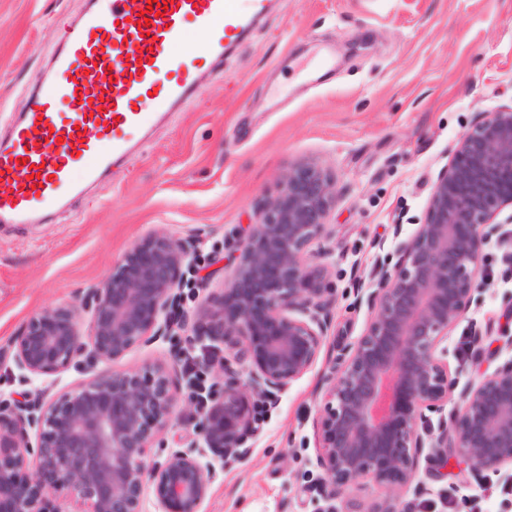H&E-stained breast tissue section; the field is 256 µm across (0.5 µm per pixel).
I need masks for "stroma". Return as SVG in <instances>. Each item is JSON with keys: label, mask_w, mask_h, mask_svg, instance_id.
I'll use <instances>...</instances> for the list:
<instances>
[{"label": "stroma", "mask_w": 512, "mask_h": 512, "mask_svg": "<svg viewBox=\"0 0 512 512\" xmlns=\"http://www.w3.org/2000/svg\"><path fill=\"white\" fill-rule=\"evenodd\" d=\"M90 0H0V139L46 79L68 26ZM512 102V0H274L221 68L203 69L194 95L133 134L123 165L84 187L46 219L0 224V400L21 391L11 343L33 315L79 307L131 246L161 231L195 237L205 285L184 291L185 323L169 338L140 343L111 362L87 361L34 379L56 396L77 385L147 365L175 368L207 309L224 295L238 247L260 204L289 169L326 170L339 197L329 238L313 244L334 289L332 324L315 365L266 405L248 456L221 458L197 433L203 415L176 372L173 415L150 462L191 450L213 472L200 512H318L312 488L323 476L318 423L337 349L365 330L371 313L356 291L372 285L380 261L396 262L400 238L425 216L439 171L479 112ZM511 208L484 247V288L448 331L439 357L457 386L477 381L512 348ZM483 345L463 358L473 332ZM402 512H512V481L449 459H420L413 482L384 488L364 480L337 512H368L383 498Z\"/></svg>", "instance_id": "stroma-1"}]
</instances>
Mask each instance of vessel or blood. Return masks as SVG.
<instances>
[{"mask_svg": "<svg viewBox=\"0 0 512 512\" xmlns=\"http://www.w3.org/2000/svg\"><path fill=\"white\" fill-rule=\"evenodd\" d=\"M165 14L140 27L148 0H94L63 35L52 80L0 141V223L27 224L127 157L146 129L196 90L202 64L224 62L270 0H158ZM200 33L199 50L188 34ZM82 181H75V168Z\"/></svg>", "mask_w": 512, "mask_h": 512, "instance_id": "obj_1", "label": "vessel or blood"}]
</instances>
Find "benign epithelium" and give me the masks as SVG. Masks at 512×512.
I'll list each match as a JSON object with an SVG mask.
<instances>
[{
    "label": "benign epithelium",
    "mask_w": 512,
    "mask_h": 512,
    "mask_svg": "<svg viewBox=\"0 0 512 512\" xmlns=\"http://www.w3.org/2000/svg\"><path fill=\"white\" fill-rule=\"evenodd\" d=\"M504 169L512 171V104L477 114L433 182L424 220L399 246L398 261L376 266L372 288L357 296L371 317L357 343L333 361L319 422L322 512H336V497L364 479L411 483L426 447L433 459L469 463L477 480L512 472V361L462 389L438 428L419 427L422 409H442L457 388L436 351L481 290L483 226L512 206L498 189ZM337 198L321 168H292L279 194L263 203L224 299L207 315L201 335L216 343L239 337L251 353L249 387L265 399L318 359L334 289L325 267L310 262V247L329 234ZM192 252L190 242L154 232L80 308L32 316L12 344L23 381L61 372L85 353L109 362L170 335L159 318L178 301ZM81 309L91 312L86 342ZM219 373L224 391L201 419V435L213 451L243 457L256 421L235 372L222 363ZM174 406L163 366L116 373L53 398L23 391L0 402V512H63L56 504L62 492L86 505L84 512H142L148 489L163 512H200L211 470L181 450L147 465ZM31 461L37 477L26 480L21 472Z\"/></svg>",
    "instance_id": "obj_1"
}]
</instances>
